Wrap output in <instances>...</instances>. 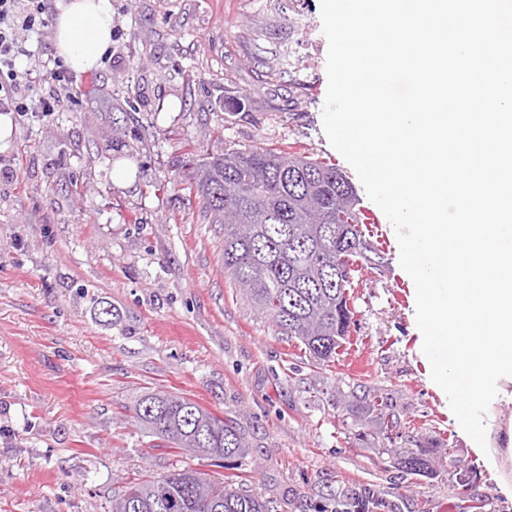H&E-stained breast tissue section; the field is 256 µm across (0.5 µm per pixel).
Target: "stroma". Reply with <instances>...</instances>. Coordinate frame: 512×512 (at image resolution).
I'll use <instances>...</instances> for the list:
<instances>
[{
  "label": "stroma",
  "instance_id": "stroma-1",
  "mask_svg": "<svg viewBox=\"0 0 512 512\" xmlns=\"http://www.w3.org/2000/svg\"><path fill=\"white\" fill-rule=\"evenodd\" d=\"M112 46L71 107L11 112L0 148V512H109L125 481L237 475L278 512H512V384L481 452L431 379L394 228L329 144L320 0H112ZM123 131L113 137L112 124ZM336 165L385 248L353 292L357 327L314 367L224 274V227L190 184L224 149ZM162 390L237 421L243 463L154 448L135 400ZM388 398L384 439L350 394ZM436 446L433 476L400 457Z\"/></svg>",
  "mask_w": 512,
  "mask_h": 512
}]
</instances>
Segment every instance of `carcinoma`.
I'll return each instance as SVG.
<instances>
[{"mask_svg":"<svg viewBox=\"0 0 512 512\" xmlns=\"http://www.w3.org/2000/svg\"><path fill=\"white\" fill-rule=\"evenodd\" d=\"M212 223L224 225V273L278 335L295 339L312 363L336 357L350 336L355 274L384 256L367 240L366 220L348 179L316 158L273 149L226 151L212 157L195 182ZM383 435L392 431L386 398L368 403ZM138 422L159 446L222 462L248 454L238 423L185 395L148 391L134 405ZM434 451L399 461L411 475L434 474ZM382 502L351 494L349 512ZM110 512H275L272 501L190 469L131 482L112 497Z\"/></svg>","mask_w":512,"mask_h":512,"instance_id":"cac0c4a2","label":"carcinoma"}]
</instances>
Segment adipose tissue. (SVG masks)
I'll use <instances>...</instances> for the list:
<instances>
[{"mask_svg": "<svg viewBox=\"0 0 512 512\" xmlns=\"http://www.w3.org/2000/svg\"><path fill=\"white\" fill-rule=\"evenodd\" d=\"M112 0H64L55 21L58 56L75 71L95 69L112 44Z\"/></svg>", "mask_w": 512, "mask_h": 512, "instance_id": "ef3b65f1", "label": "adipose tissue"}]
</instances>
